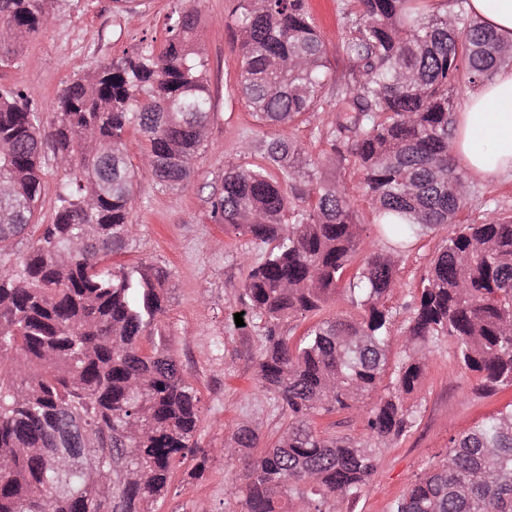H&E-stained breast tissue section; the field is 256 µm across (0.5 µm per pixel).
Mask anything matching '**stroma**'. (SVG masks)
I'll use <instances>...</instances> for the list:
<instances>
[{"mask_svg":"<svg viewBox=\"0 0 512 512\" xmlns=\"http://www.w3.org/2000/svg\"><path fill=\"white\" fill-rule=\"evenodd\" d=\"M343 0H307V6L329 51L336 76L347 75L351 64L340 50L345 30L340 21ZM231 0H146L137 14L115 9L112 0H51L57 19L32 36L10 65L0 66V85L23 90L40 112L50 113L53 98L74 74L99 62L135 54L146 45L161 46L168 15L192 9L200 18L199 45L207 60V78L214 114L199 150L190 179L175 189L162 187L150 172L141 169L144 142L129 130L130 159L139 172L133 184L131 216L133 242L118 263L152 264L166 269L169 279L167 308L160 331L185 379L198 391L200 422L197 437L211 450L204 471L195 460H185L173 480L159 512H235L229 490L239 477L238 463L216 455L225 438L240 421H252L262 445H271L286 420L274 408L272 395L257 385V348L262 331L255 324L234 329L231 312L240 308L238 294L246 274L241 253L260 257L265 245L249 237L225 232L212 214V202L224 184L230 167L248 168L258 163V153H241V142L260 144L284 137L300 144L313 162L319 179L356 183L352 167H334L324 157L330 147L316 137L318 129L336 118L333 108L305 115L302 123L284 130L264 126L248 103L227 87L237 78L238 50L225 27ZM479 199L469 201L464 222L481 221L487 208L512 216V177L479 183ZM448 234L437 229L406 252L399 265L401 283L387 304L395 309L393 356L402 353L406 313L401 305L418 287L430 260ZM473 373L459 366L447 344L432 347L426 376L419 390L407 399L416 406L413 428L398 442L381 448L378 468L351 505V512H390L416 475L439 465L448 451L451 436L463 433L486 416L512 403V389L492 396L476 389Z\"/></svg>","mask_w":512,"mask_h":512,"instance_id":"35a3bbf8","label":"stroma"}]
</instances>
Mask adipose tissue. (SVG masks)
<instances>
[{
    "label": "adipose tissue",
    "instance_id": "adipose-tissue-1",
    "mask_svg": "<svg viewBox=\"0 0 512 512\" xmlns=\"http://www.w3.org/2000/svg\"><path fill=\"white\" fill-rule=\"evenodd\" d=\"M467 7L512 43V0H468ZM453 158L485 180L512 176V70L498 71L468 95L457 116Z\"/></svg>",
    "mask_w": 512,
    "mask_h": 512
}]
</instances>
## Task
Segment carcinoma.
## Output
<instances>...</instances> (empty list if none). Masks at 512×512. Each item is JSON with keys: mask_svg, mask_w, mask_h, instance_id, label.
Wrapping results in <instances>:
<instances>
[{"mask_svg": "<svg viewBox=\"0 0 512 512\" xmlns=\"http://www.w3.org/2000/svg\"><path fill=\"white\" fill-rule=\"evenodd\" d=\"M50 0H0V66L52 22ZM342 9L348 78L330 73L305 0H236L227 28L240 36L231 91L264 125L292 127L336 108L318 137L329 161L355 159L386 248L349 280L365 225L347 183L314 194L305 150L277 137L263 164L224 172L212 212L224 230L269 249L251 260L238 300L262 325L257 377L288 424L273 446L242 421L216 452L242 465L240 512H341L376 472V449L413 427L406 396L424 379L430 346L448 340L462 368L491 395L512 387V217L488 211L463 224L473 195L452 163L453 93L512 64V44L469 17L466 0H359ZM198 16H169L160 49L112 58L56 94L52 118L19 89L0 86V253L28 239L24 259L0 271V512H156L187 458L204 469L200 398L163 342L141 341L166 311L167 274L117 267L132 242L135 169L126 129L145 138L142 166L175 188L191 172L213 112ZM63 162L48 224L34 222L48 161ZM288 178L287 194L271 171ZM453 230L404 305L403 356L390 367L399 260L426 232ZM357 315L323 318L296 342L285 322L317 315L336 295ZM386 392L377 388L385 375ZM346 411L357 437L325 434L314 419ZM82 429L78 464L51 455L63 423ZM391 512H512V404L449 439L444 461L416 476Z\"/></svg>", "mask_w": 512, "mask_h": 512, "instance_id": "obj_1", "label": "carcinoma"}]
</instances>
